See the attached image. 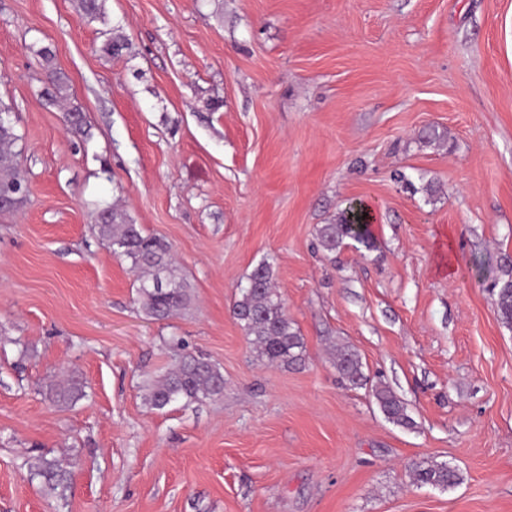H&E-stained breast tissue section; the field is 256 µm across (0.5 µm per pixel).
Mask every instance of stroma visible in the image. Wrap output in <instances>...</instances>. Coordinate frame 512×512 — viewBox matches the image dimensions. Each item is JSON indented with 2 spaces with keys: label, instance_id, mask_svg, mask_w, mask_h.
Listing matches in <instances>:
<instances>
[{
  "label": "stroma",
  "instance_id": "stroma-1",
  "mask_svg": "<svg viewBox=\"0 0 512 512\" xmlns=\"http://www.w3.org/2000/svg\"><path fill=\"white\" fill-rule=\"evenodd\" d=\"M0 102L27 186L0 212V512H512V329L487 289L512 255V0H0ZM351 199L376 247L325 254ZM108 205L170 245L185 310L142 313ZM264 260L305 366L257 359L232 316ZM179 339L224 397L150 409ZM339 342L413 429L340 381ZM72 370L86 398L45 399ZM423 460L459 484L417 486ZM371 388L379 410L389 422L407 429L415 427L406 404L388 386L378 383ZM30 474L34 477L44 478L55 489L64 477L62 460L48 459L46 456L41 455L38 457L37 462L31 466Z\"/></svg>",
  "mask_w": 512,
  "mask_h": 512
}]
</instances>
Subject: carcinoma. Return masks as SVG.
<instances>
[{
    "label": "carcinoma",
    "instance_id": "1",
    "mask_svg": "<svg viewBox=\"0 0 512 512\" xmlns=\"http://www.w3.org/2000/svg\"><path fill=\"white\" fill-rule=\"evenodd\" d=\"M19 140L11 120L0 124V196L8 195L12 204H18L26 190L24 177L14 163V147ZM366 209L360 202L350 201L336 214L330 224L317 230L322 251L333 254L349 238L375 248L368 224L364 223ZM99 237L112 253L131 262L141 272L138 279L137 301L144 313L156 320L168 319L185 308L191 300L189 288L172 259L169 246L145 234L138 224L131 223L125 213L108 207L102 212V223L97 225ZM492 293L501 321L512 327V259L504 258L500 274L491 283ZM232 314L243 329L249 343L259 355L272 363L302 366L305 346L302 336L288 317L280 293L273 287L272 265L264 260L247 276L240 289ZM334 366L342 383L350 388H363L369 377L363 371L358 353L343 345L336 349ZM47 397L60 405L75 404L87 397L84 379L73 373L63 384L46 387ZM375 402L393 424L412 429L415 421L406 404L386 385L372 386ZM224 396V375L209 360L175 352L171 367L152 378L149 383L150 408L161 411L182 402L218 401ZM30 474L41 477L56 487L64 477L62 461L42 455L31 466ZM414 481L420 485L453 487L459 473L445 464L419 462L413 467Z\"/></svg>",
    "mask_w": 512,
    "mask_h": 512
}]
</instances>
